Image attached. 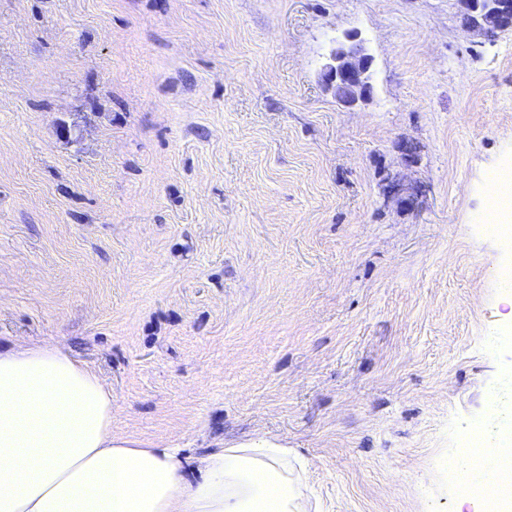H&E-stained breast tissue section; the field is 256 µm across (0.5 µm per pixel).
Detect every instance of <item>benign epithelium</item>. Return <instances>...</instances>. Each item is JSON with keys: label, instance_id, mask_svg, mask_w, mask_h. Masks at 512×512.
<instances>
[{"label": "benign epithelium", "instance_id": "1", "mask_svg": "<svg viewBox=\"0 0 512 512\" xmlns=\"http://www.w3.org/2000/svg\"><path fill=\"white\" fill-rule=\"evenodd\" d=\"M462 21L484 23L490 30H512V0H460ZM373 58L356 33H348L321 69V81L336 101L352 105L371 96Z\"/></svg>", "mask_w": 512, "mask_h": 512}]
</instances>
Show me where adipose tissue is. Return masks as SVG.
Returning <instances> with one entry per match:
<instances>
[{"label":"adipose tissue","mask_w":512,"mask_h":512,"mask_svg":"<svg viewBox=\"0 0 512 512\" xmlns=\"http://www.w3.org/2000/svg\"><path fill=\"white\" fill-rule=\"evenodd\" d=\"M307 469L272 442L184 460L112 434V392L59 345L0 349V512H306Z\"/></svg>","instance_id":"ef3b65f1"}]
</instances>
